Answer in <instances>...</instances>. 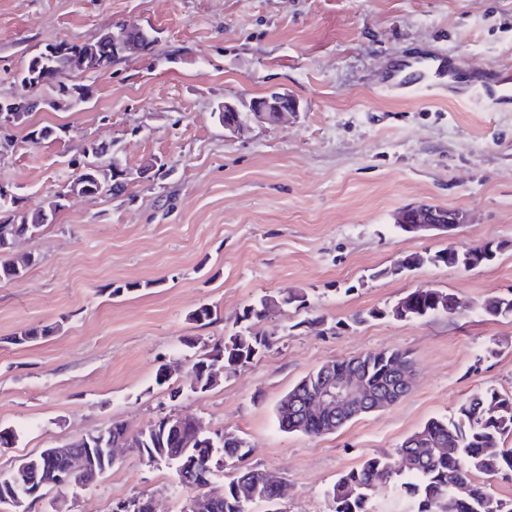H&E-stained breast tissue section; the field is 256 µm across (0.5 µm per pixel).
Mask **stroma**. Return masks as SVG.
I'll use <instances>...</instances> for the list:
<instances>
[{
    "label": "stroma",
    "instance_id": "1",
    "mask_svg": "<svg viewBox=\"0 0 512 512\" xmlns=\"http://www.w3.org/2000/svg\"><path fill=\"white\" fill-rule=\"evenodd\" d=\"M120 23L153 29L150 56L69 75L87 102L31 112L0 145V188L21 212L71 178L68 159L90 143L114 144L130 173L124 196L69 198L57 223L11 252L34 265L0 281V428L16 435L0 472L115 421L134 432L182 413L243 437L250 465L285 479L284 500L251 512H331L325 491L345 472L474 392L512 394V317L480 309L512 293V104L384 86L395 60L420 51L473 75L512 70V0H0V98L29 95V56ZM273 87L298 100L295 115L225 133L224 102ZM41 127L59 138L31 142ZM153 159L166 175L139 178ZM416 204L464 221L450 236L404 233L395 216ZM489 239L506 247L487 265L393 271L407 255ZM420 287L455 294L461 309L388 315ZM284 289L306 302L258 323L272 349L192 391L199 347L220 345L245 306ZM203 305L204 325L190 318ZM358 313L367 322L353 323ZM49 324L55 334L13 344ZM391 349L409 353L415 374L394 406L318 438L280 430L277 404L305 375ZM162 367L173 373L160 385ZM137 495L160 512L187 498L170 466L126 451L93 485L49 493L31 512H112Z\"/></svg>",
    "mask_w": 512,
    "mask_h": 512
}]
</instances>
